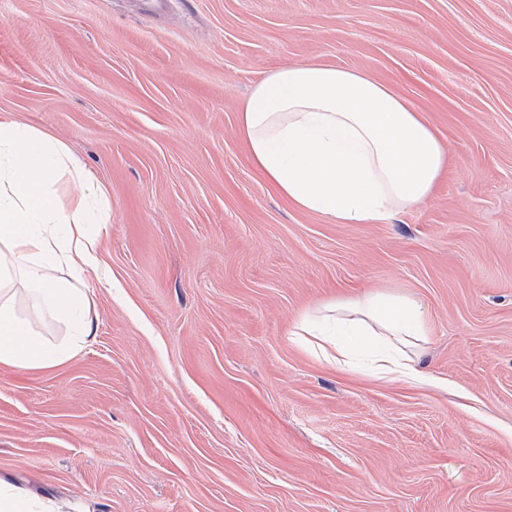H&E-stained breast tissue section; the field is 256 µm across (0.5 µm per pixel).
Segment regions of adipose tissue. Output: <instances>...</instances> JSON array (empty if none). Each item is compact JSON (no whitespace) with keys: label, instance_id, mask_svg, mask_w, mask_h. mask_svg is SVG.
Instances as JSON below:
<instances>
[{"label":"adipose tissue","instance_id":"adipose-tissue-1","mask_svg":"<svg viewBox=\"0 0 512 512\" xmlns=\"http://www.w3.org/2000/svg\"><path fill=\"white\" fill-rule=\"evenodd\" d=\"M239 134L256 170L295 207L340 224L385 221L427 201L448 170L449 152L425 113L362 71L322 62L293 64L260 81L238 114ZM87 176L62 143L0 118V365L47 369L96 333L90 298L77 280L99 274L97 250L111 214L102 189L66 200L50 186L62 166ZM66 266L60 280L51 271ZM36 307L65 324L58 345ZM296 333L340 369L366 355L383 378L424 384L418 349L426 314L413 299L386 291L339 294L303 312Z\"/></svg>","mask_w":512,"mask_h":512}]
</instances>
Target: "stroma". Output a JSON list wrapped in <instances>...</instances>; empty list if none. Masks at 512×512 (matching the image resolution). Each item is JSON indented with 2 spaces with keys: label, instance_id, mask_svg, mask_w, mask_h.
<instances>
[{
  "label": "stroma",
  "instance_id": "obj_1",
  "mask_svg": "<svg viewBox=\"0 0 512 512\" xmlns=\"http://www.w3.org/2000/svg\"><path fill=\"white\" fill-rule=\"evenodd\" d=\"M425 112L433 196L339 224L278 196L238 112L271 71ZM0 115L104 186L96 334L0 365V480L55 512H512V0H0ZM426 310L431 383L295 334L338 290Z\"/></svg>",
  "mask_w": 512,
  "mask_h": 512
}]
</instances>
